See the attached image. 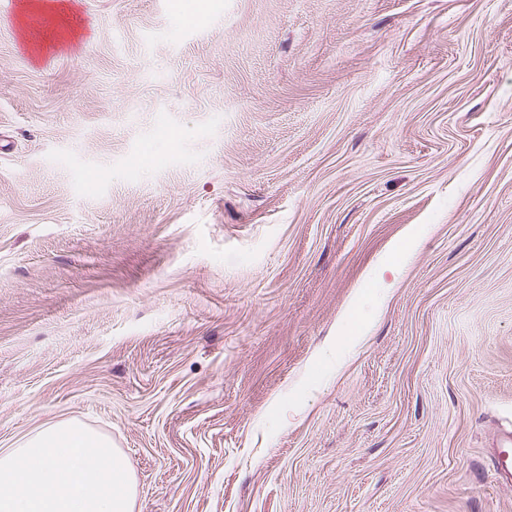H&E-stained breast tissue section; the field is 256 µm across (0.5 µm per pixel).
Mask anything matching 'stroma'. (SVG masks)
Segmentation results:
<instances>
[{
  "instance_id": "35a3bbf8",
  "label": "stroma",
  "mask_w": 512,
  "mask_h": 512,
  "mask_svg": "<svg viewBox=\"0 0 512 512\" xmlns=\"http://www.w3.org/2000/svg\"><path fill=\"white\" fill-rule=\"evenodd\" d=\"M38 2L0 0V448L81 421L136 512H512V0ZM512 431H506L493 448L491 462L493 471L501 483L512 486Z\"/></svg>"
}]
</instances>
